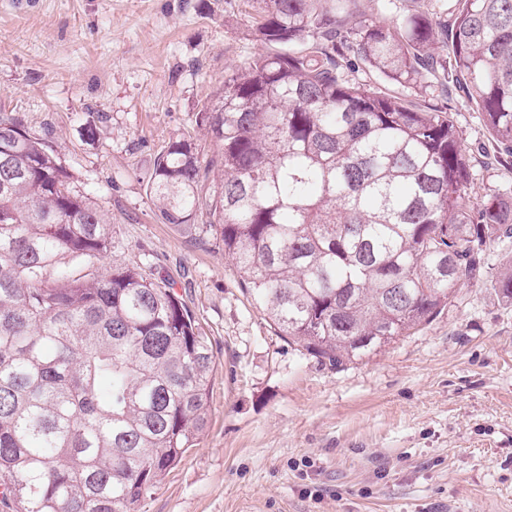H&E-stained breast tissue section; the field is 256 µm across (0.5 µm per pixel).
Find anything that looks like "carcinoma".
I'll use <instances>...</instances> for the list:
<instances>
[{
	"instance_id": "carcinoma-1",
	"label": "carcinoma",
	"mask_w": 512,
	"mask_h": 512,
	"mask_svg": "<svg viewBox=\"0 0 512 512\" xmlns=\"http://www.w3.org/2000/svg\"><path fill=\"white\" fill-rule=\"evenodd\" d=\"M261 2L254 38L278 50L225 75L199 117L217 153L171 142L149 195L162 223L224 242L280 335L343 366L440 315L512 238L511 196L469 205L448 113L344 69L404 88L450 78L512 152V0L352 25L356 0ZM71 179L48 137L0 113V506L138 512L207 426L215 356L171 288L69 267L112 246Z\"/></svg>"
}]
</instances>
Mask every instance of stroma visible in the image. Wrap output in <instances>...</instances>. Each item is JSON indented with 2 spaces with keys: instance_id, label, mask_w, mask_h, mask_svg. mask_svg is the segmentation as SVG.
I'll list each match as a JSON object with an SVG mask.
<instances>
[{
  "instance_id": "1",
  "label": "stroma",
  "mask_w": 512,
  "mask_h": 512,
  "mask_svg": "<svg viewBox=\"0 0 512 512\" xmlns=\"http://www.w3.org/2000/svg\"><path fill=\"white\" fill-rule=\"evenodd\" d=\"M261 0H0V113L52 141L73 191L112 219L107 268L172 287L216 357L209 420L141 512H512V238L435 320L336 367L279 336L215 236L161 223L148 183L199 114L262 47ZM350 79L449 113L469 196H512V154L455 87Z\"/></svg>"
}]
</instances>
